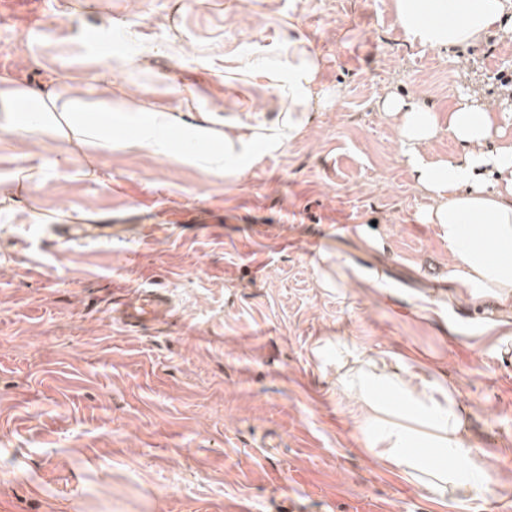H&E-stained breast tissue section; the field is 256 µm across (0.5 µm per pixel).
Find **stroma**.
<instances>
[{"mask_svg":"<svg viewBox=\"0 0 512 512\" xmlns=\"http://www.w3.org/2000/svg\"><path fill=\"white\" fill-rule=\"evenodd\" d=\"M0 26V77L211 113L215 132L281 110L249 60L306 41L324 106L308 133L227 179L165 156L0 131V512H512V303L433 286L448 243L398 149L388 96L447 117L459 89L512 111V41L411 43L394 0H47ZM119 48L92 50L89 33ZM183 87L182 94L171 91ZM160 223L57 243L135 200ZM222 214L203 224L194 211ZM327 253L359 273L324 288ZM173 309L139 333L114 301L144 283ZM447 378L495 492L430 495L367 448L336 386V343Z\"/></svg>","mask_w":512,"mask_h":512,"instance_id":"obj_1","label":"stroma"}]
</instances>
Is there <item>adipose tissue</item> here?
<instances>
[{"label": "adipose tissue", "mask_w": 512, "mask_h": 512, "mask_svg": "<svg viewBox=\"0 0 512 512\" xmlns=\"http://www.w3.org/2000/svg\"><path fill=\"white\" fill-rule=\"evenodd\" d=\"M396 20L407 39L432 48L475 45L500 21L512 0H394ZM265 75L285 111L258 127L237 120L215 137L206 121L157 109L124 95L96 99L61 91L42 92L0 80V130L33 129L54 137H76L87 147L111 141L116 148L144 155H175L181 162L206 163L209 172L235 176L262 155L282 149L306 131L318 109L314 92L319 67L305 42H289L284 59L247 63ZM400 150L428 205L421 218L439 225L448 242V280L467 289L471 300L512 301V139L504 137L505 113L460 95L447 122L415 102L389 100ZM133 119L132 130L114 117ZM446 128L461 151L448 159L430 154L439 128ZM188 145L211 140L200 156L172 152L171 131ZM341 391L355 401L369 448L379 449L406 479L435 496L448 487L463 493L488 491L490 462L467 441L466 419L447 382L430 378L405 357L369 363L343 373Z\"/></svg>", "instance_id": "ef3b65f1"}]
</instances>
